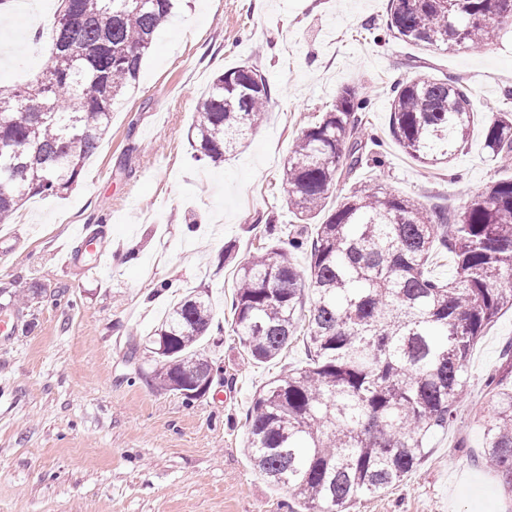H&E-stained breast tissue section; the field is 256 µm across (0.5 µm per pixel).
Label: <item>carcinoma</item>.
Segmentation results:
<instances>
[{"label": "carcinoma", "mask_w": 512, "mask_h": 512, "mask_svg": "<svg viewBox=\"0 0 512 512\" xmlns=\"http://www.w3.org/2000/svg\"><path fill=\"white\" fill-rule=\"evenodd\" d=\"M181 0H58L52 50L26 86L0 82V224L22 201L67 193L97 149L119 98L135 87L156 32ZM507 0H388L386 27L407 44L442 53L486 46L512 27ZM389 131L427 168L468 143L469 88L421 76L391 89ZM273 104L268 79L242 62L215 76L195 105V158L224 162ZM368 99L345 86L306 126L284 166L287 205L314 218L286 245L260 248L237 273L232 325L248 358L276 359L303 333L307 362L268 383L247 415L248 456L266 482L309 512H351L403 482L429 439L453 422L474 346L512 308V175L461 208H428L355 179L377 141ZM484 147L512 167V113L485 121ZM345 196L326 209L341 177ZM308 257V273L291 258ZM447 252L453 278L428 275ZM310 293L309 311L303 310ZM209 295L178 302L147 337L154 384L186 399L211 363L194 350L211 329ZM479 425L484 460L512 491V346L488 382Z\"/></svg>", "instance_id": "cac0c4a2"}]
</instances>
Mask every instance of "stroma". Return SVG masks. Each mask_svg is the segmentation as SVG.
Returning <instances> with one entry per match:
<instances>
[{
    "label": "stroma",
    "mask_w": 512,
    "mask_h": 512,
    "mask_svg": "<svg viewBox=\"0 0 512 512\" xmlns=\"http://www.w3.org/2000/svg\"><path fill=\"white\" fill-rule=\"evenodd\" d=\"M386 8L387 0H188L156 34L77 186L25 202L26 223L0 224V512H306L288 488L257 476L245 452L255 393L305 361L303 341L251 362L230 311L237 263L271 240L267 217L283 238L301 227L282 181L294 140L353 84L370 101L366 127L382 152L358 178L457 209L502 175L483 148V125L489 113L512 111V30L441 54L395 38ZM6 9L0 78L22 86L49 58L55 16L27 17L18 0ZM244 61L267 77L274 104L223 164L195 160V101ZM423 75L474 94L469 142L439 169L420 166L389 132L391 88ZM87 228L111 252L94 274L86 267L95 249L81 244ZM21 287L39 294L14 300ZM192 288L208 291L221 323L202 347L222 374L188 401L148 383L156 363L144 337ZM509 344L511 309L474 347L457 416L418 469L354 512H512V491L481 461L475 416Z\"/></svg>",
    "instance_id": "obj_1"
}]
</instances>
